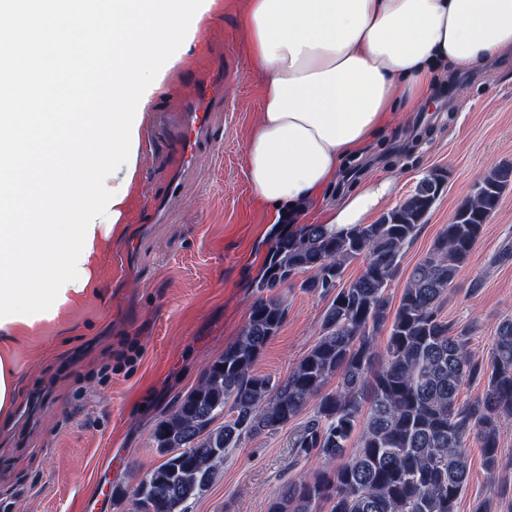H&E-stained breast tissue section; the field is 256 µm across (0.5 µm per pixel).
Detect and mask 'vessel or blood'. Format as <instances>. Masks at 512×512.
I'll return each instance as SVG.
<instances>
[{"label":"vessel or blood","mask_w":512,"mask_h":512,"mask_svg":"<svg viewBox=\"0 0 512 512\" xmlns=\"http://www.w3.org/2000/svg\"><path fill=\"white\" fill-rule=\"evenodd\" d=\"M224 87V67L215 64L213 70L200 77L187 97L178 102L165 99L155 107L161 119L152 127L146 147L161 145L177 153L183 165H190L196 146L212 131L211 112Z\"/></svg>","instance_id":"obj_1"}]
</instances>
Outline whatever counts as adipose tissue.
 Returning a JSON list of instances; mask_svg holds the SVG:
<instances>
[{
  "label": "adipose tissue",
  "instance_id": "ef3b65f1",
  "mask_svg": "<svg viewBox=\"0 0 512 512\" xmlns=\"http://www.w3.org/2000/svg\"><path fill=\"white\" fill-rule=\"evenodd\" d=\"M240 28L263 86L247 179L281 222L324 204L347 159L426 104L448 68L483 69L512 53V0H250ZM395 182L368 177L324 205L323 223H367ZM42 326H0V418L19 395L12 348Z\"/></svg>",
  "mask_w": 512,
  "mask_h": 512
}]
</instances>
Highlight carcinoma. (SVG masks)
<instances>
[{
  "instance_id": "carcinoma-1",
  "label": "carcinoma",
  "mask_w": 512,
  "mask_h": 512,
  "mask_svg": "<svg viewBox=\"0 0 512 512\" xmlns=\"http://www.w3.org/2000/svg\"><path fill=\"white\" fill-rule=\"evenodd\" d=\"M511 183L504 165L475 183L412 268L395 308L387 290L442 191V174H426L371 224L277 225L240 336L152 429L165 460L134 485V512H187L216 479L226 449L286 426L311 405L294 455L316 456L326 468L285 483L267 512H458L473 435L488 470L512 474L499 449L500 425L512 418V317L497 325L484 360L470 351L472 328L458 330L440 313ZM361 257L360 275L343 282L347 264ZM300 272L311 273L303 288L332 296L321 336L286 378L259 375L255 364L286 315L279 289ZM386 325L381 352L377 334ZM473 383L484 385L481 396L460 401ZM351 443L355 451L337 463Z\"/></svg>"
}]
</instances>
